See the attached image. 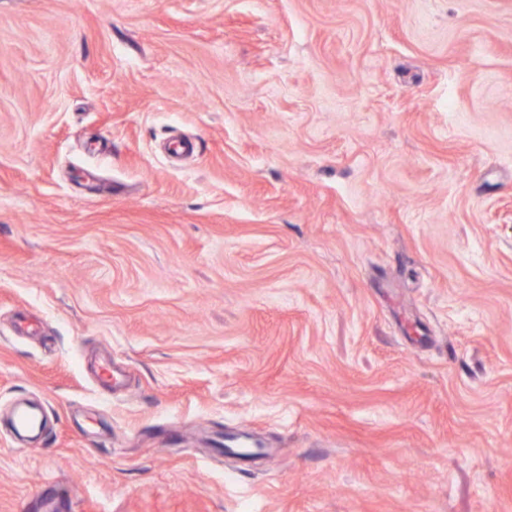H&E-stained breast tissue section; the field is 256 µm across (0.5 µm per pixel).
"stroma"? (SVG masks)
Here are the masks:
<instances>
[{
  "mask_svg": "<svg viewBox=\"0 0 512 512\" xmlns=\"http://www.w3.org/2000/svg\"><path fill=\"white\" fill-rule=\"evenodd\" d=\"M48 487L512 512V0H0V512Z\"/></svg>",
  "mask_w": 512,
  "mask_h": 512,
  "instance_id": "1",
  "label": "stroma"
}]
</instances>
